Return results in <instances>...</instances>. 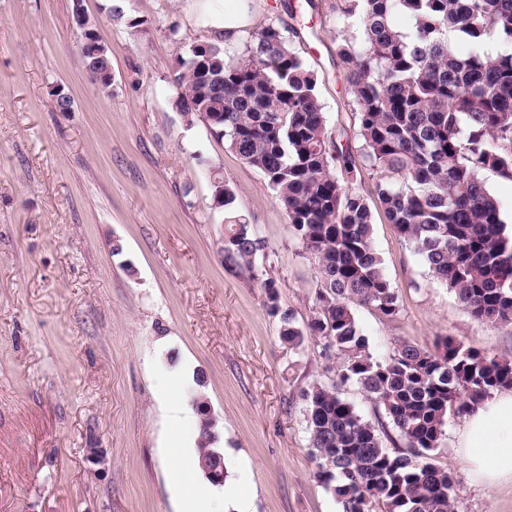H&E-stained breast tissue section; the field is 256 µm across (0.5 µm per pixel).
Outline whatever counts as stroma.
I'll return each instance as SVG.
<instances>
[{
	"mask_svg": "<svg viewBox=\"0 0 512 512\" xmlns=\"http://www.w3.org/2000/svg\"><path fill=\"white\" fill-rule=\"evenodd\" d=\"M332 0H244L241 34L209 25L220 0H0V512H178L166 481L171 424L158 399L203 396L229 452L226 486L250 512H341L309 454L301 389L335 375L315 339L280 336L259 279L306 323L314 261L265 177L175 104V60L195 42L242 51L270 23L317 79L326 124L356 141ZM96 25L110 87L81 61L73 8ZM121 17H113V8ZM138 27H130V20ZM72 101L58 111V95ZM266 243L258 280L224 265L213 179ZM374 242L396 288L392 319L355 306L374 354L440 336L512 359V324L474 319L373 206ZM452 420L433 457L455 478L458 512H512V482L469 485ZM100 449L102 461L88 458Z\"/></svg>",
	"mask_w": 512,
	"mask_h": 512,
	"instance_id": "obj_1",
	"label": "stroma"
}]
</instances>
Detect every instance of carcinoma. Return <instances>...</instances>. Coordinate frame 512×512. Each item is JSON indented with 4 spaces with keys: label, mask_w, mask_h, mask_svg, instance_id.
<instances>
[{
    "label": "carcinoma",
    "mask_w": 512,
    "mask_h": 512,
    "mask_svg": "<svg viewBox=\"0 0 512 512\" xmlns=\"http://www.w3.org/2000/svg\"><path fill=\"white\" fill-rule=\"evenodd\" d=\"M358 34L340 33L339 59L358 112L360 154L379 173L373 188L396 232L431 275L479 321L512 324V233L484 170L512 178V0H336ZM407 17L410 27L399 24ZM508 46L491 55L490 37ZM95 25L80 32L81 60L102 88L109 56ZM176 103L203 119L241 160L258 169L286 213L295 239L314 259L316 311L300 326L280 306L276 284L261 281L269 312L290 350L319 340L352 382L383 406L388 422L363 418L336 385L300 393L317 476L342 512H456L452 473L432 462L448 421L494 391L512 388V360L450 336L434 350L408 342L376 356L353 306L393 318L399 296L373 240L374 216L353 181L350 143L328 134L313 72L282 31L269 25L235 55L195 43L177 60ZM233 188L214 176L213 200L230 213L224 264L257 278L266 249L233 214ZM404 447L385 448L383 440Z\"/></svg>",
    "instance_id": "1"
}]
</instances>
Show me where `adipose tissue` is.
Instances as JSON below:
<instances>
[{"label":"adipose tissue","instance_id":"ef3b65f1","mask_svg":"<svg viewBox=\"0 0 512 512\" xmlns=\"http://www.w3.org/2000/svg\"><path fill=\"white\" fill-rule=\"evenodd\" d=\"M458 448L474 485L483 488L512 480V390L494 392L467 416ZM166 478L180 494L181 512H214L213 491L189 488L182 459L171 462Z\"/></svg>","mask_w":512,"mask_h":512}]
</instances>
